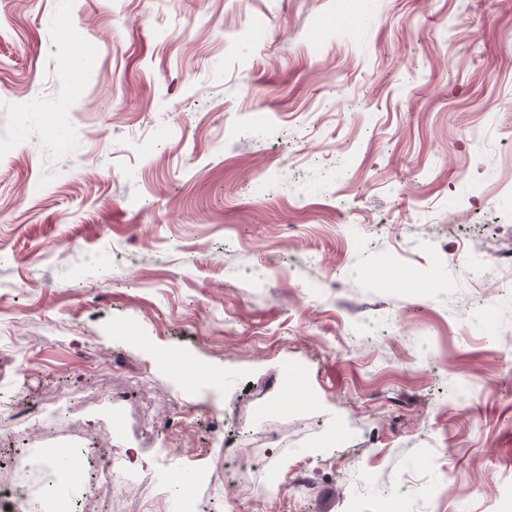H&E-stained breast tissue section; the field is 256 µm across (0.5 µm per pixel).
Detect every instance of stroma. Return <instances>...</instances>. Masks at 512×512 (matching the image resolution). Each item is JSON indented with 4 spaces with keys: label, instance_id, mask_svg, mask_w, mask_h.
<instances>
[{
    "label": "stroma",
    "instance_id": "35a3bbf8",
    "mask_svg": "<svg viewBox=\"0 0 512 512\" xmlns=\"http://www.w3.org/2000/svg\"><path fill=\"white\" fill-rule=\"evenodd\" d=\"M511 255L512 0H0V392L136 451L145 372L156 503L216 411L239 512H512ZM259 465V460L241 448H224V484L240 483Z\"/></svg>",
    "mask_w": 512,
    "mask_h": 512
}]
</instances>
